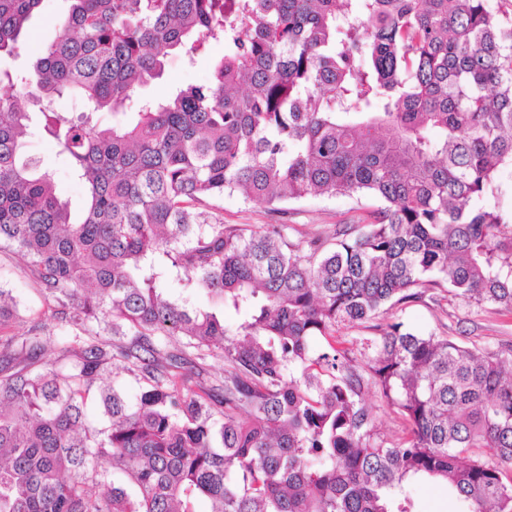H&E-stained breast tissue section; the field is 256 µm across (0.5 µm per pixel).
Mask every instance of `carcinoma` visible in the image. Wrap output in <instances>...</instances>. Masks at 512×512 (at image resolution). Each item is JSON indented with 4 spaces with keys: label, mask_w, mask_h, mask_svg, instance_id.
<instances>
[{
    "label": "carcinoma",
    "mask_w": 512,
    "mask_h": 512,
    "mask_svg": "<svg viewBox=\"0 0 512 512\" xmlns=\"http://www.w3.org/2000/svg\"><path fill=\"white\" fill-rule=\"evenodd\" d=\"M41 2L0 0V57ZM70 2L29 74L0 69V244L85 332L64 373L37 368L38 337L0 336V512H417L427 481L460 512H512V344L401 321L359 340L363 366L310 344L438 289L512 311V15L489 0ZM213 41L207 83L95 120L124 113L171 51ZM66 95L84 103L75 120L56 111ZM26 102L86 189L80 222L22 158ZM226 193L379 208L331 239L295 237L224 223L211 201ZM174 283L247 316L230 332L163 298ZM15 317L0 290V328ZM159 336L187 342L168 352ZM213 347L217 389L185 369L187 349ZM118 362L147 381L133 398L96 385ZM371 387L403 437L380 436Z\"/></svg>",
    "instance_id": "1"
}]
</instances>
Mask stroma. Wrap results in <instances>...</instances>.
Masks as SVG:
<instances>
[{"label": "stroma", "mask_w": 512, "mask_h": 512, "mask_svg": "<svg viewBox=\"0 0 512 512\" xmlns=\"http://www.w3.org/2000/svg\"><path fill=\"white\" fill-rule=\"evenodd\" d=\"M69 7V0H43L29 22L17 55L5 59V66L16 70L30 69L39 51L55 38L58 24L67 15ZM223 56L224 45L220 42L211 43L191 62L181 52H170L162 77L137 90L135 99L128 105L129 111H136L140 99H161L187 85L206 83ZM24 157L39 168L51 171L59 197L68 201L74 214L82 213L85 206L83 187L73 176L66 154L45 134L43 117L35 110L29 114ZM220 208L228 224H290L303 233L318 231L330 235L338 225L368 222L377 203L368 197L318 196L283 202L274 207L234 195L225 197ZM0 287L11 291L19 310L18 317L5 328V335L40 337L44 345L42 367H61L65 340L74 330L61 319L47 314L39 285L24 257L15 250L0 249ZM396 316L412 331L444 333L469 348H493L504 342L512 343V313L493 305H469L448 295L437 302L427 299L408 304L397 311Z\"/></svg>", "instance_id": "stroma-1"}]
</instances>
